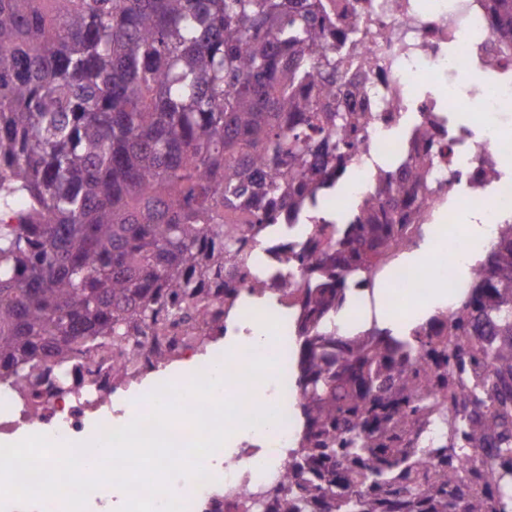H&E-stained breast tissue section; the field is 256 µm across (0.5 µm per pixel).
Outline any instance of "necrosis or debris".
Here are the masks:
<instances>
[{"label": "necrosis or debris", "mask_w": 512, "mask_h": 512, "mask_svg": "<svg viewBox=\"0 0 512 512\" xmlns=\"http://www.w3.org/2000/svg\"><path fill=\"white\" fill-rule=\"evenodd\" d=\"M328 3L335 23L349 19L363 31L358 52L367 79L362 86L343 88L341 100L350 110L371 116L354 136L336 181L343 198L303 211L281 232L250 242L251 277L237 281L234 306L225 307L224 291L216 288L198 329L172 327L165 317H157L155 331L144 336L132 362V379L125 388L135 414L149 411L142 381L152 375L157 384L165 382L162 356L186 366L191 376H235L250 353H264V344L250 341L238 344L233 354L208 345V338L219 333L217 319L241 328L270 313L279 336H291L296 310L283 297L280 281L305 287L308 269L316 264L324 213L335 214L337 223H351L355 204L372 196L385 174L407 166L421 168L420 181L410 184L397 211L401 233L411 241L441 236L444 220L478 204H490L488 223L502 224V202L512 199V172L501 166L504 156H512V131L502 119L503 113L512 112V47L497 39L493 0ZM462 106L473 112L474 125L456 123ZM254 278L266 284L265 299L252 297ZM382 281L391 288L410 289L417 299L427 298L432 288L424 270L390 259L354 287L341 312L347 332L361 331V310ZM119 358L107 343L75 351L62 363L43 364L36 371L33 398L20 396L13 381L0 380V434L40 424L52 439L77 443L88 422L100 430L125 425L123 411L110 402L115 392L112 363ZM265 403L282 410L283 422L249 430L237 455L212 472L210 480L174 481L187 512H242V501L261 500L265 489L283 482L287 459L280 451L294 447L302 431L295 413L300 393L288 373L277 378Z\"/></svg>", "instance_id": "4bbe7bcc"}]
</instances>
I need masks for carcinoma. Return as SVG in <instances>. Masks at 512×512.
<instances>
[{
	"label": "carcinoma",
	"mask_w": 512,
	"mask_h": 512,
	"mask_svg": "<svg viewBox=\"0 0 512 512\" xmlns=\"http://www.w3.org/2000/svg\"><path fill=\"white\" fill-rule=\"evenodd\" d=\"M321 0H0V376L206 308L248 237L318 203L365 117L354 27ZM419 172L322 225L319 277L286 288L304 431L274 512H512V221L475 288L395 335L340 336L349 276L411 242L392 214ZM489 366L496 378L476 380ZM445 430L426 448L407 437Z\"/></svg>",
	"instance_id": "obj_1"
}]
</instances>
